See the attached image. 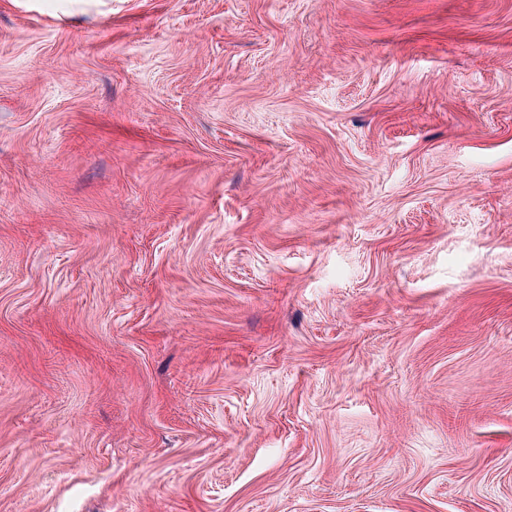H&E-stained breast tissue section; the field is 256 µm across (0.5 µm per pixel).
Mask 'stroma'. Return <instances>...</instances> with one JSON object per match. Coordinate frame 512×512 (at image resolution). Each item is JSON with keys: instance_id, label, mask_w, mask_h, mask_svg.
Instances as JSON below:
<instances>
[{"instance_id": "stroma-1", "label": "stroma", "mask_w": 512, "mask_h": 512, "mask_svg": "<svg viewBox=\"0 0 512 512\" xmlns=\"http://www.w3.org/2000/svg\"><path fill=\"white\" fill-rule=\"evenodd\" d=\"M0 512H512V0H0Z\"/></svg>"}]
</instances>
